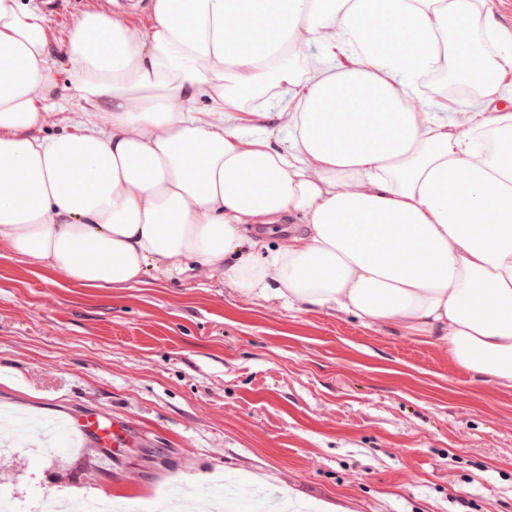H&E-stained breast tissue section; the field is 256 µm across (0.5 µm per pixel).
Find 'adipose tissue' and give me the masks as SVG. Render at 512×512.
<instances>
[{"instance_id": "obj_1", "label": "adipose tissue", "mask_w": 512, "mask_h": 512, "mask_svg": "<svg viewBox=\"0 0 512 512\" xmlns=\"http://www.w3.org/2000/svg\"><path fill=\"white\" fill-rule=\"evenodd\" d=\"M47 43L31 0H0V255L83 288L190 260L512 386V33L489 0H152L140 36L85 14L64 52L96 120L41 137ZM434 74L467 91L465 120L425 93ZM282 97L287 143L247 136L248 109ZM285 214L279 243L247 237Z\"/></svg>"}]
</instances>
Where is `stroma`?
<instances>
[{
  "label": "stroma",
  "instance_id": "obj_1",
  "mask_svg": "<svg viewBox=\"0 0 512 512\" xmlns=\"http://www.w3.org/2000/svg\"><path fill=\"white\" fill-rule=\"evenodd\" d=\"M86 8L49 14L59 88L42 135L95 121L64 91L62 45ZM132 422L130 447L0 446V497L45 494L114 512L200 502L229 475L252 496L285 491L341 512H512V387L453 365L444 348L336 311L241 295L221 272L148 268L132 287L87 289L20 255L0 257V413ZM103 467H93L94 459Z\"/></svg>",
  "mask_w": 512,
  "mask_h": 512
}]
</instances>
